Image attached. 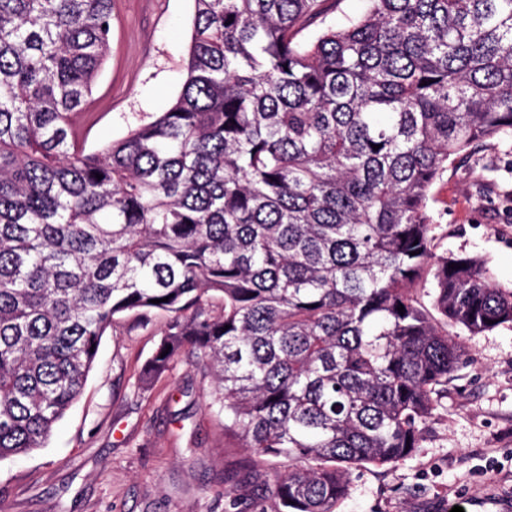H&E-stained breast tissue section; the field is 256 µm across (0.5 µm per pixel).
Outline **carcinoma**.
<instances>
[{
	"label": "carcinoma",
	"mask_w": 512,
	"mask_h": 512,
	"mask_svg": "<svg viewBox=\"0 0 512 512\" xmlns=\"http://www.w3.org/2000/svg\"><path fill=\"white\" fill-rule=\"evenodd\" d=\"M112 2L0 0V460L45 446L116 316L163 312L141 383L187 358L242 481L284 467L225 512H338L420 447L448 328L512 324L430 211L455 156L512 140V0H368L305 38L342 0H193L177 98L90 150Z\"/></svg>",
	"instance_id": "1"
}]
</instances>
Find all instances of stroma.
<instances>
[{
  "instance_id": "stroma-1",
  "label": "stroma",
  "mask_w": 512,
  "mask_h": 512,
  "mask_svg": "<svg viewBox=\"0 0 512 512\" xmlns=\"http://www.w3.org/2000/svg\"><path fill=\"white\" fill-rule=\"evenodd\" d=\"M192 0H113L112 53L78 125L87 148L165 111L184 80ZM436 253L477 257L512 288V144L449 164L433 190ZM167 321L118 318L46 447L0 460V512H224L235 462L185 360L142 388ZM412 455L353 474L339 512H512V325L473 336Z\"/></svg>"
}]
</instances>
